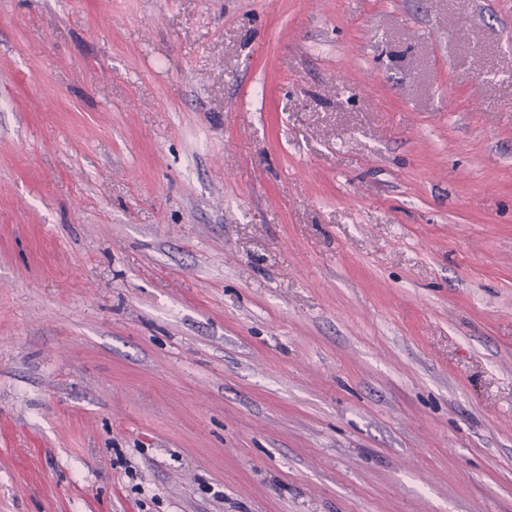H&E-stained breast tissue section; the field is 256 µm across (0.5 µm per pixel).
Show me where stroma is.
<instances>
[{"label": "stroma", "mask_w": 512, "mask_h": 512, "mask_svg": "<svg viewBox=\"0 0 512 512\" xmlns=\"http://www.w3.org/2000/svg\"><path fill=\"white\" fill-rule=\"evenodd\" d=\"M0 512H512V0H0Z\"/></svg>", "instance_id": "obj_1"}]
</instances>
